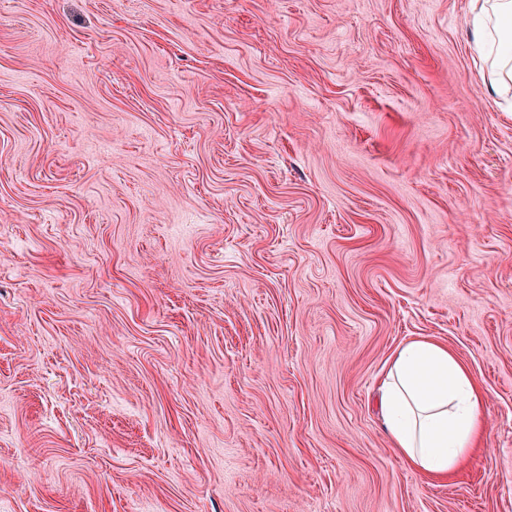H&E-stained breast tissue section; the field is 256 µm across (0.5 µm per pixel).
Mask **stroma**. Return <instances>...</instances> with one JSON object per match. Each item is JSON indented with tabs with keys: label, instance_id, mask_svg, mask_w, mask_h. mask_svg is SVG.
Returning a JSON list of instances; mask_svg holds the SVG:
<instances>
[{
	"label": "stroma",
	"instance_id": "35a3bbf8",
	"mask_svg": "<svg viewBox=\"0 0 512 512\" xmlns=\"http://www.w3.org/2000/svg\"><path fill=\"white\" fill-rule=\"evenodd\" d=\"M472 0H0V512H512V112ZM448 344L445 480L379 407ZM380 404L400 464L438 477L457 471L485 430L469 368L428 338L400 345L381 382Z\"/></svg>",
	"mask_w": 512,
	"mask_h": 512
}]
</instances>
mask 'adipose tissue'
Returning a JSON list of instances; mask_svg holds the SVG:
<instances>
[{"label":"adipose tissue","instance_id":"ef3b65f1","mask_svg":"<svg viewBox=\"0 0 512 512\" xmlns=\"http://www.w3.org/2000/svg\"><path fill=\"white\" fill-rule=\"evenodd\" d=\"M473 47L497 91H512V0H474ZM386 430L401 465L445 477L484 432L482 397L467 365L428 338L400 345L380 385Z\"/></svg>","mask_w":512,"mask_h":512}]
</instances>
